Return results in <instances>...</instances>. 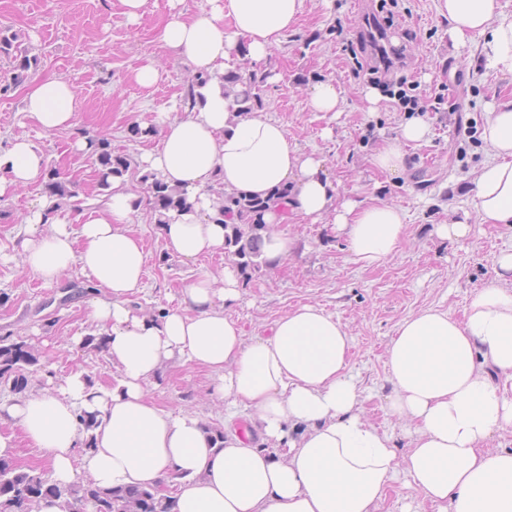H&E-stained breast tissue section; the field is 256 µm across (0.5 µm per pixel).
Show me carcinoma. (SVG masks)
Instances as JSON below:
<instances>
[{
    "mask_svg": "<svg viewBox=\"0 0 512 512\" xmlns=\"http://www.w3.org/2000/svg\"><path fill=\"white\" fill-rule=\"evenodd\" d=\"M12 60L11 84L17 85L27 78V72L38 65V57L29 54L23 47L22 36L17 32L7 33L0 29V57ZM257 79L251 77L249 85L236 93L240 111L249 112L261 105L255 92ZM97 162L98 174L103 185L109 178L125 175L130 167L128 157L112 154L108 142H100ZM153 211L169 212L187 207V198L181 191L168 187L155 175L143 176ZM47 197L58 211L75 197L70 183L61 179L55 170L48 172ZM223 204L214 221L224 225V252L231 256L245 277L259 269L258 258L262 255V231L266 225L262 214L268 208L265 201L236 198L222 194ZM40 354L34 346L10 335L0 336V378L12 380V389L17 394L25 393L28 386V368L38 364ZM62 498L66 503L89 506L93 512H167L162 499L144 489L102 490L89 483L62 485L51 483L44 477H35L29 469L18 467L13 460L0 458V512H32L36 502L44 497Z\"/></svg>",
    "mask_w": 512,
    "mask_h": 512,
    "instance_id": "cac0c4a2",
    "label": "carcinoma"
}]
</instances>
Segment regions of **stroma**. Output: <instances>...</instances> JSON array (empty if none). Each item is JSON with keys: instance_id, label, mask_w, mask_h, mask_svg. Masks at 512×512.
I'll list each match as a JSON object with an SVG mask.
<instances>
[{"instance_id": "stroma-1", "label": "stroma", "mask_w": 512, "mask_h": 512, "mask_svg": "<svg viewBox=\"0 0 512 512\" xmlns=\"http://www.w3.org/2000/svg\"><path fill=\"white\" fill-rule=\"evenodd\" d=\"M167 12V0H148L144 16L132 23L115 0H0V28L22 34L31 54L39 56L35 75L62 77L76 87V125L57 132L43 131L25 116L22 86L0 91V147L14 135L28 134L42 146L47 165L71 178L76 204L59 213L69 224L102 210L107 196L96 150L77 153L72 143L83 136L107 140L113 153L130 159L126 181L144 195L140 156L158 144L152 130L159 115L189 101L195 72L155 40ZM380 14L389 18L392 44L405 48L404 65L387 70L378 47L363 36L371 16ZM483 45L480 37L452 42L436 0H307L297 24L267 59L239 64L253 69L259 81L261 110L284 125L298 148L324 158L341 196L401 208L409 234L392 260L365 269L352 261L334 225H290L295 255L246 279L229 313L250 336L263 334L274 320L306 303L320 304L340 319L353 338L350 368L365 414L392 436L401 454L409 438L385 409V350L397 324L429 307L461 317L472 292L492 278V258L512 250V229L480 223L469 193L474 172L491 159L480 130L494 107L512 100V76L490 67ZM148 57L160 79L145 89L135 82L134 71ZM326 79L334 80L344 99L334 115L308 106L311 88ZM369 85L382 94L372 113L362 98ZM400 90L436 109L425 115L427 139L408 147L406 172L391 176L373 166L372 155L395 136L405 117L396 96ZM46 196L41 185L0 197V335L12 334L39 350L40 364L28 375L31 391L53 387L77 368L92 383H111L115 369L105 352L71 342L92 331L86 306L98 289L76 268L59 284H44L23 269L14 250V238L26 229L25 215ZM463 218L470 224L466 240L438 237L437 225ZM154 220L147 204L133 217L147 253L146 287L134 302L160 312L178 305L192 275L220 271L227 259L215 253L185 261L170 254ZM209 384L206 371L173 365L149 394L162 408L192 410L220 430L224 405L211 399Z\"/></svg>"}]
</instances>
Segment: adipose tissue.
Masks as SVG:
<instances>
[{
  "label": "adipose tissue",
  "mask_w": 512,
  "mask_h": 512,
  "mask_svg": "<svg viewBox=\"0 0 512 512\" xmlns=\"http://www.w3.org/2000/svg\"><path fill=\"white\" fill-rule=\"evenodd\" d=\"M180 0L156 33L205 79L185 116L165 117L146 169L187 195L189 206L163 215L159 234L171 254L193 261L223 251L226 230L214 216L225 191L268 202L262 251L277 264L293 251L286 226L301 217L331 220L356 263L392 259L409 226L403 211L341 199L323 158L292 144L286 128L263 112L239 111L224 89L225 70L240 57L267 58L299 20L306 0H207L188 17ZM454 41L482 36L490 65L512 75V16L499 0H436ZM75 87L34 77L23 110L47 132L75 125ZM428 133L422 116L406 118L375 150L376 169L406 171V147ZM481 139L493 158L475 174L471 193L481 223L512 227V100L488 117ZM46 175L45 154L28 136L0 148V197ZM107 208L72 228L47 203L31 208L29 231L16 244L47 284L72 267L102 288L87 316L106 339L117 374L88 384L73 370L57 386L0 403V421L22 431L48 457L56 482L93 481L102 489L158 492L169 512H376L397 476L433 512H512V450L486 451L512 431V251L495 255L494 277L475 291L461 318L426 308L404 318L386 349L388 412L410 438L398 453L391 436L368 420L349 369L348 328L308 303L246 335L225 312L241 297L232 266L200 270L177 307L159 316L132 304L143 287L147 254L133 230L140 210L126 179L112 180ZM207 371L211 396L247 412L251 431L211 430L194 412L157 405L149 388L170 364ZM94 418L84 433L80 414ZM94 447L82 451L85 436Z\"/></svg>",
  "instance_id": "obj_1"
}]
</instances>
